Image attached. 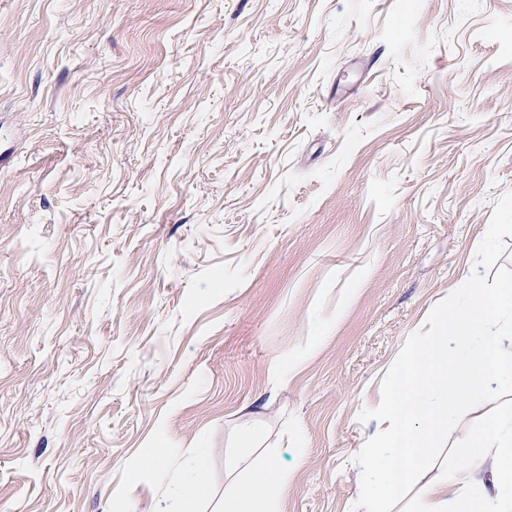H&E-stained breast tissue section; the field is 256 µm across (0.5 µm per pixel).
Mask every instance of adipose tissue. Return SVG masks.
I'll return each instance as SVG.
<instances>
[{
    "mask_svg": "<svg viewBox=\"0 0 512 512\" xmlns=\"http://www.w3.org/2000/svg\"><path fill=\"white\" fill-rule=\"evenodd\" d=\"M464 308L435 312L443 331L454 336H475L483 341L478 362L451 358L439 351L438 337L423 336L410 345L396 365L395 390L377 406L383 429L362 450L364 512H390L403 483L417 475L419 464L433 447L449 417L463 418L456 399L474 396L490 404L489 419L472 434L468 445L484 451L491 461L495 492L475 497L460 478H441L425 484L422 512H512V412L494 408L497 393L512 388V286L496 291L478 280L463 285ZM434 404H427V397ZM253 437L242 432L239 462L250 475L234 496L225 499L224 512H278V497L285 476L273 466H252Z\"/></svg>",
    "mask_w": 512,
    "mask_h": 512,
    "instance_id": "ef3b65f1",
    "label": "adipose tissue"
}]
</instances>
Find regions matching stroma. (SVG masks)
Masks as SVG:
<instances>
[{
  "instance_id": "35a3bbf8",
  "label": "stroma",
  "mask_w": 512,
  "mask_h": 512,
  "mask_svg": "<svg viewBox=\"0 0 512 512\" xmlns=\"http://www.w3.org/2000/svg\"><path fill=\"white\" fill-rule=\"evenodd\" d=\"M3 151L0 512H160L198 454L224 512L246 426L279 512H362L397 360L512 282V0H0ZM487 419L392 512L491 491Z\"/></svg>"
}]
</instances>
